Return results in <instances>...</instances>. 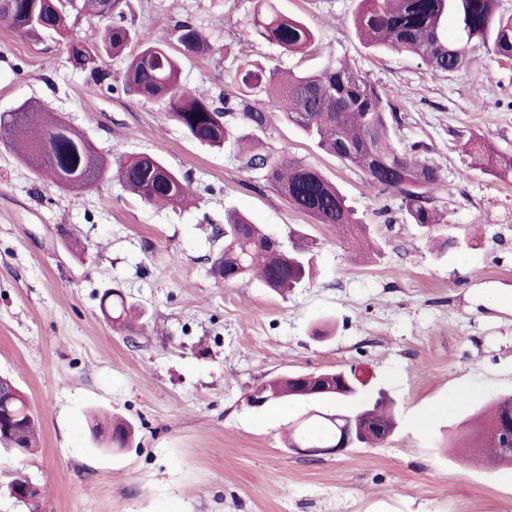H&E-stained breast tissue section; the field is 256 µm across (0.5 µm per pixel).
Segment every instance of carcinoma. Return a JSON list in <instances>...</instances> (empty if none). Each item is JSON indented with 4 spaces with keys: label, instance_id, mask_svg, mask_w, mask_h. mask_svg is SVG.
Listing matches in <instances>:
<instances>
[{
    "label": "carcinoma",
    "instance_id": "cac0c4a2",
    "mask_svg": "<svg viewBox=\"0 0 512 512\" xmlns=\"http://www.w3.org/2000/svg\"><path fill=\"white\" fill-rule=\"evenodd\" d=\"M30 0H0V21L21 36L36 39L40 30L29 25ZM253 17L256 33L286 53L302 52L315 41L314 32L303 21L279 13L270 0ZM498 0H359L354 22L366 45L394 49L419 56L431 70L442 75L465 67L469 52L486 46L493 39L494 52L512 60V16L497 11ZM453 18L454 34H448L446 20ZM105 53L118 55L135 42L140 50L129 62L123 83L130 94L158 101L163 111L194 140L221 147L234 138L229 117L238 114L257 129L268 122V113L279 112L289 124L301 130L321 149L352 165L366 175L371 190L391 192L401 198L408 221L430 231L440 223V215L429 205L430 193L442 186L438 169L428 160V147L415 142L401 148L394 139V126L400 123L396 108L383 91L351 64L336 58L318 71L303 75L286 74L277 64L255 68L243 62L232 76L238 93L224 97L219 107L207 98L185 88L179 80V61L147 32L122 26L105 25L96 34ZM178 41L187 51L201 52L209 45L190 23L178 26ZM73 64L99 75V64L89 60L84 49L69 43ZM41 140L39 151L31 148ZM0 140L17 145L21 159L34 171L44 174L65 190H75L115 177L133 193L151 204L176 206L192 194L158 157L142 154L118 156L107 164L80 133L61 119L46 112L37 101L27 100L14 111L0 115ZM245 166L258 170L264 180L296 210L320 224H334L358 246L367 240L366 225L357 217L341 191L317 169L282 153L277 156L254 153ZM224 251L212 264L213 274L231 283L255 278L265 287L284 294L312 275L310 246L301 243L285 250L282 243L257 224L231 213L224 225ZM112 307L119 310L114 320L126 331L135 332L127 315L125 297L113 293ZM352 370H334L270 378L253 387V392L269 398L268 405L284 399L313 402L323 385H340L351 378ZM341 410L324 416L317 425H307L298 433L307 448H328L346 429L363 433L364 444L386 438L394 422L384 399L363 406L336 395ZM10 413L18 441L25 452L37 449L40 427L18 387L0 385V416ZM386 428L381 432L377 425ZM512 404L508 411L494 406L491 417L475 437H488V449L495 461L509 463L504 449L512 446ZM132 429L125 422L112 426V446L124 447Z\"/></svg>",
    "mask_w": 512,
    "mask_h": 512
}]
</instances>
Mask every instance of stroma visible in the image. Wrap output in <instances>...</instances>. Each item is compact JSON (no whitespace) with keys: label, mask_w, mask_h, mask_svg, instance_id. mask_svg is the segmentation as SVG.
I'll return each mask as SVG.
<instances>
[{"label":"stroma","mask_w":512,"mask_h":512,"mask_svg":"<svg viewBox=\"0 0 512 512\" xmlns=\"http://www.w3.org/2000/svg\"><path fill=\"white\" fill-rule=\"evenodd\" d=\"M274 4L313 30L315 48L292 55L259 37V0H126L123 23L179 54L182 85L218 104L236 91L240 54L293 71L347 59L395 105L396 142L429 145L451 246L435 247L394 194L368 190L360 170L278 113L262 130L233 118L258 149L287 152L336 184L379 246L359 259L334 225L247 169L233 144L198 143L157 103L126 93L133 49L107 58L100 80L74 67L68 43L93 41L96 18L68 10L64 34L37 39L0 23V114L38 101L104 159L158 156L193 191L176 208L112 177L63 191L0 142V374L41 424L35 454L0 462L43 486L47 512H512V466L468 448L474 414L512 394V176L482 171L463 150L477 135L512 155V61L480 48L469 66L436 76L417 56L366 47L353 26L358 0ZM184 21L209 52L183 54ZM230 211L281 241L310 238L313 277L284 296L216 279ZM112 291L144 310V333L113 325L102 302ZM353 366L394 404L396 426L380 444L311 455L285 435L335 414L334 400L247 403L262 380ZM463 386L479 399L435 413ZM96 411L133 425L129 447L93 440ZM426 411L422 430L414 418Z\"/></svg>","instance_id":"obj_1"}]
</instances>
